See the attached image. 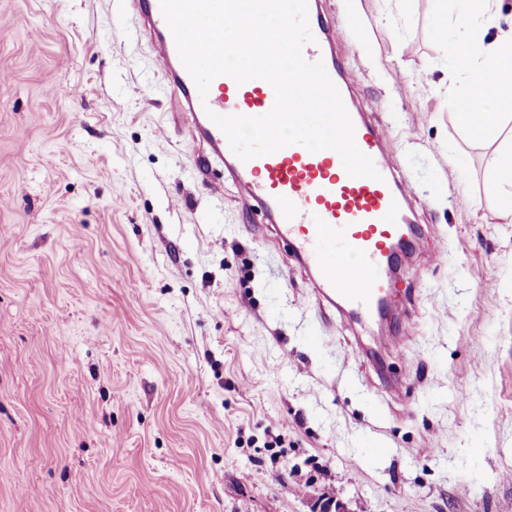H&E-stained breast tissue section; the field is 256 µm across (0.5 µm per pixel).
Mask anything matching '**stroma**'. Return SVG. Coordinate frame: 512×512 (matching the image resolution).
Segmentation results:
<instances>
[{
  "mask_svg": "<svg viewBox=\"0 0 512 512\" xmlns=\"http://www.w3.org/2000/svg\"><path fill=\"white\" fill-rule=\"evenodd\" d=\"M326 7L419 227L397 355L198 178L129 0H0V512H512V122L458 126L456 11ZM507 161H512V149L496 152L490 160V185L499 198L500 214L505 220L512 218V168L508 169Z\"/></svg>",
  "mask_w": 512,
  "mask_h": 512,
  "instance_id": "stroma-1",
  "label": "stroma"
}]
</instances>
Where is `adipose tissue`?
<instances>
[{
	"mask_svg": "<svg viewBox=\"0 0 512 512\" xmlns=\"http://www.w3.org/2000/svg\"><path fill=\"white\" fill-rule=\"evenodd\" d=\"M460 19L455 34V66L467 71L471 82H483L485 113L475 115L471 96L456 102L458 124L471 137L481 139L497 133L503 126L505 112L512 108V88L504 78L512 74V39L486 47L481 32L492 25L491 0H456Z\"/></svg>",
	"mask_w": 512,
	"mask_h": 512,
	"instance_id": "ef3b65f1",
	"label": "adipose tissue"
}]
</instances>
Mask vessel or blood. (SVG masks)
<instances>
[{"label": "vessel or blood", "mask_w": 512, "mask_h": 512, "mask_svg": "<svg viewBox=\"0 0 512 512\" xmlns=\"http://www.w3.org/2000/svg\"><path fill=\"white\" fill-rule=\"evenodd\" d=\"M134 4L158 48V61L183 116L194 136L207 145L195 159L198 174L208 176L212 160L223 163L238 185L242 204L258 207L294 262L310 271L309 286L319 301L356 323L390 315L395 288L391 269L399 260L396 247L408 243L413 231L408 185L388 161L383 129L353 104L355 79L334 60L336 21L325 16L321 0H307L314 40L304 46L303 56L323 62L353 122L357 147L379 173L375 179L350 176L332 149L312 152L290 145L241 160L212 117L266 114L275 101L271 85L261 79L239 84L221 75L211 82L207 95H200L179 57L159 0Z\"/></svg>", "instance_id": "obj_1"}]
</instances>
